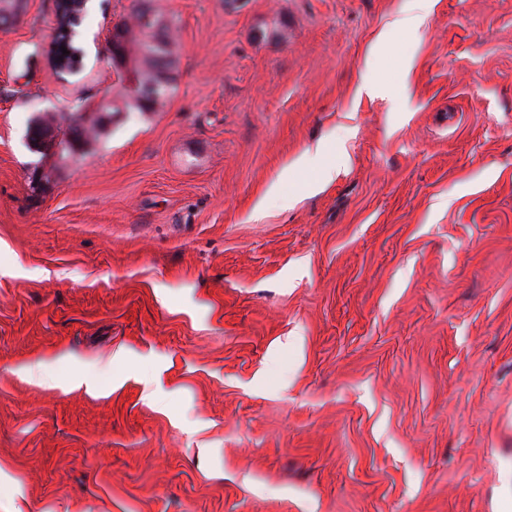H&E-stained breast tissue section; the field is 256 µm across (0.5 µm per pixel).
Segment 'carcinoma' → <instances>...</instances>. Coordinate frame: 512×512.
I'll use <instances>...</instances> for the list:
<instances>
[{
    "mask_svg": "<svg viewBox=\"0 0 512 512\" xmlns=\"http://www.w3.org/2000/svg\"><path fill=\"white\" fill-rule=\"evenodd\" d=\"M89 0H57L58 24L55 32L53 54L55 68L61 73H71L78 69L83 59L84 50L77 44L79 27L88 15ZM126 38V51L130 63L136 70V85L120 82L112 94L104 97L98 105L97 112L91 119L76 108L72 112L56 115H44L35 120V124L56 132L62 138L89 139L100 134L105 119L120 111L155 112L163 106L172 90L179 64V46L175 42L173 28L170 25L158 36L153 47L154 55L142 53L143 24L138 15H133L132 24H122ZM66 48L69 54L62 53Z\"/></svg>",
    "mask_w": 512,
    "mask_h": 512,
    "instance_id": "carcinoma-1",
    "label": "carcinoma"
}]
</instances>
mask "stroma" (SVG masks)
<instances>
[{
	"label": "stroma",
	"mask_w": 512,
	"mask_h": 512,
	"mask_svg": "<svg viewBox=\"0 0 512 512\" xmlns=\"http://www.w3.org/2000/svg\"><path fill=\"white\" fill-rule=\"evenodd\" d=\"M136 4L0 31V512H512V0H153L175 91L40 159ZM89 0H57L58 24L55 32L53 54L55 68L60 73H71L78 69L83 59L84 50L77 44L78 28L88 15ZM61 46H65L68 55H63ZM434 2V0H414L412 12L402 19L400 26L410 31H418L430 16ZM325 147L324 145L320 146L315 153L313 158H300L298 159L291 168H303L305 164L314 161L315 167L317 169V177L315 180L308 182L304 185L305 191L310 193H316L322 190L327 184L332 182L336 177V161L327 163L322 160V156L324 154Z\"/></svg>",
	"instance_id": "35a3bbf8"
}]
</instances>
